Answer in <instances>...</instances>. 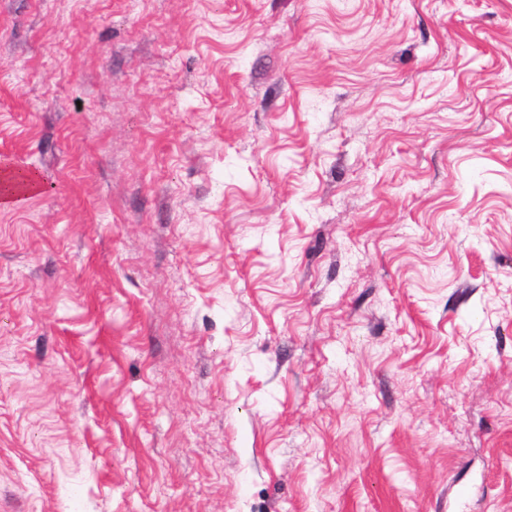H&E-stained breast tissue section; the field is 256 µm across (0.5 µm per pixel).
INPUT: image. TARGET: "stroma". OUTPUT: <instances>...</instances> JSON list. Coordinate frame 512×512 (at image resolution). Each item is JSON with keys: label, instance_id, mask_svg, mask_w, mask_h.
<instances>
[{"label": "stroma", "instance_id": "35a3bbf8", "mask_svg": "<svg viewBox=\"0 0 512 512\" xmlns=\"http://www.w3.org/2000/svg\"><path fill=\"white\" fill-rule=\"evenodd\" d=\"M0 512H512V0H0Z\"/></svg>", "mask_w": 512, "mask_h": 512}]
</instances>
